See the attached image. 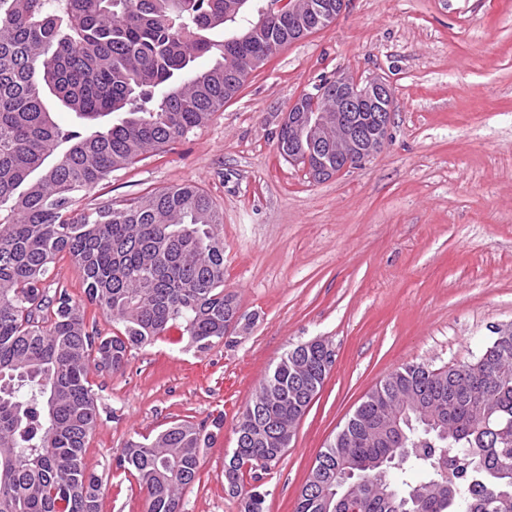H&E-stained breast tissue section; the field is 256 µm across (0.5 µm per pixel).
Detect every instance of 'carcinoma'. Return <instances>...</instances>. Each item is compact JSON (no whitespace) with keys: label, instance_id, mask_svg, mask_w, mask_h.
I'll use <instances>...</instances> for the list:
<instances>
[{"label":"carcinoma","instance_id":"obj_1","mask_svg":"<svg viewBox=\"0 0 512 512\" xmlns=\"http://www.w3.org/2000/svg\"><path fill=\"white\" fill-rule=\"evenodd\" d=\"M265 0H0V512H100V482L83 466L99 407L90 367L119 371L134 347L177 328L204 352L239 315L224 292V215L191 185L121 207L73 209L75 196L140 156L187 136L244 86L258 62L293 42L288 13L258 25ZM224 29L217 44L208 32ZM207 69L191 63L212 51ZM53 96L89 122L63 127ZM120 115L105 129L93 122ZM68 253L89 302L120 326L88 331L70 295H49L51 264ZM333 363L316 340L287 350L239 413L224 465L243 512H266L245 478L268 472L290 446ZM452 417L443 430L422 409ZM398 418L403 443L365 433ZM204 431L176 422L131 439L116 466L137 476L147 512H183ZM364 512H512V325L473 360L409 364L381 380L320 451L295 512H342L333 489L346 469Z\"/></svg>","mask_w":512,"mask_h":512}]
</instances>
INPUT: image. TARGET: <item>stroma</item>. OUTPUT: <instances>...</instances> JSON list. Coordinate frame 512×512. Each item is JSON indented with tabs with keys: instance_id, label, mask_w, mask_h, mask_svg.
I'll use <instances>...</instances> for the list:
<instances>
[{
	"instance_id": "35a3bbf8",
	"label": "stroma",
	"mask_w": 512,
	"mask_h": 512,
	"mask_svg": "<svg viewBox=\"0 0 512 512\" xmlns=\"http://www.w3.org/2000/svg\"><path fill=\"white\" fill-rule=\"evenodd\" d=\"M347 70L392 84L390 138L365 165L317 182L279 156L277 134L301 89ZM185 183L224 214V289L241 318L209 351L173 330L122 370L91 371L100 417L83 462L101 481V512H147L145 489L115 465L126 442L220 417L183 510L241 512L224 483L237 416L286 350L323 339L335 364L261 480L266 512H294L320 450L377 383L406 364L471 361L512 323V0H349L204 126L74 206ZM46 284L66 290L88 326L115 332L68 253Z\"/></svg>"
}]
</instances>
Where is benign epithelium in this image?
<instances>
[{
  "label": "benign epithelium",
  "mask_w": 512,
  "mask_h": 512,
  "mask_svg": "<svg viewBox=\"0 0 512 512\" xmlns=\"http://www.w3.org/2000/svg\"><path fill=\"white\" fill-rule=\"evenodd\" d=\"M347 0H335L327 6L315 0L308 6L304 34L310 35L327 28L333 19L346 9ZM286 11L293 21L301 19L295 0H272L260 13L259 22L267 21L274 13ZM334 88V107L326 112L320 107L322 92L303 90L288 105L282 126L288 127L292 144L300 151L288 155V162L297 164L305 161V169L315 174L330 171L329 164L314 151V129L321 126H336V157L342 166L336 169L341 173L358 161H365L376 155L385 145L390 129V119L394 108V90L390 83L375 77L363 81L349 72H340L331 79ZM375 107L377 125L374 134L366 136L353 121L352 111L361 104Z\"/></svg>",
  "instance_id": "obj_1"
}]
</instances>
